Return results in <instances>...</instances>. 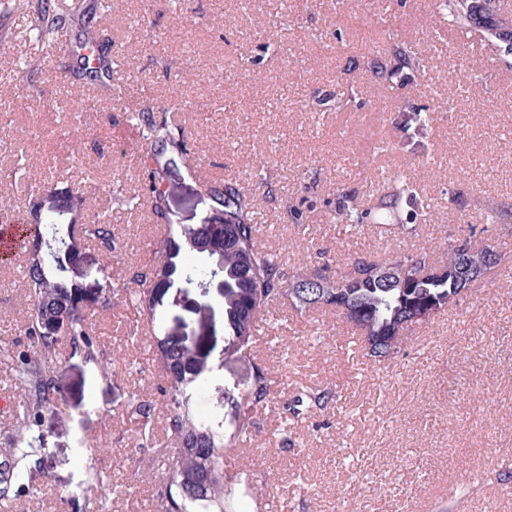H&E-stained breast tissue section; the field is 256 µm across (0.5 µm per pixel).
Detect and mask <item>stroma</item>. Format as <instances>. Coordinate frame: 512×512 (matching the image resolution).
Listing matches in <instances>:
<instances>
[{
    "mask_svg": "<svg viewBox=\"0 0 512 512\" xmlns=\"http://www.w3.org/2000/svg\"><path fill=\"white\" fill-rule=\"evenodd\" d=\"M276 0H112L99 22L123 65L132 95L157 106L189 102L174 120L190 154L168 182L173 233L220 223L206 181L237 179L256 200L258 242L286 258L297 275L328 262L343 272L354 253L393 258L469 237L501 253V264L460 302L406 333L401 353L369 358L353 327L335 311H298L289 299L268 305L260 337L240 353L212 337L208 311L161 309L162 333L185 332L202 363L196 405L232 434L240 398L256 367L274 372L279 395L259 412L252 444L238 450L253 467L252 487L237 491V512H512V225L488 221L486 205H512V57L494 47L472 54L448 28L440 0H297L276 13ZM31 19L0 7V171L12 167L11 144L30 130L24 179L0 178L21 222L34 211L82 195L83 220L102 209L108 179L134 184L140 137L124 105L84 88L44 59L19 72L33 52ZM416 45L424 70L394 85L375 81L368 64L381 28ZM274 39L278 51L262 52ZM192 73L193 84L182 74ZM420 85L422 96L409 93ZM343 90L352 100L324 111L317 92ZM453 102V111L442 105ZM439 105L418 120L420 103ZM396 135L377 149L384 130ZM269 180L265 196L255 171ZM391 192L410 181L433 204L415 234L374 235L365 226L337 238L327 202L337 187L365 192L367 171ZM49 181L48 190L38 184ZM300 209L294 220L291 209ZM112 271L90 240L70 262L88 292L86 316L95 357L60 340L54 376L61 395L46 414L40 445L45 467L23 468L11 512H160L174 448L149 332L136 331L131 299L102 308L99 291L149 267L160 227L146 213L112 221ZM31 298L18 263H0V341L27 351ZM332 389L326 409L292 416L285 406L307 388ZM13 409L0 413V448L24 427L23 393L6 364L0 392ZM151 401L154 445L141 448L135 408ZM463 479L449 497V477ZM80 490L77 502L68 490Z\"/></svg>",
    "mask_w": 512,
    "mask_h": 512,
    "instance_id": "obj_1",
    "label": "stroma"
}]
</instances>
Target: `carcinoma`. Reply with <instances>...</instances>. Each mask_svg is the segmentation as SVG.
<instances>
[{"label":"carcinoma","instance_id":"carcinoma-1","mask_svg":"<svg viewBox=\"0 0 512 512\" xmlns=\"http://www.w3.org/2000/svg\"><path fill=\"white\" fill-rule=\"evenodd\" d=\"M466 2L441 0L439 7L448 15V25L476 35L482 43L495 45L494 39L476 27L464 7ZM484 5L487 16L497 25L512 27V16L503 10L501 0H484ZM31 32L43 48L65 37L88 49L90 54L78 66L82 80L93 87L102 81L103 74L95 63L102 57H112V41L100 38L97 4L92 0H71L67 16L58 12L56 0H37ZM423 67L421 50L401 42L391 47L387 60L376 65L375 73L381 81L391 82L406 70L417 72ZM168 112L166 107L155 112L148 103L129 111L130 124L142 130L140 184L132 196L121 189L109 192L113 203L125 211L133 212L146 202L158 223L166 217L170 168L159 163L157 157L167 151L177 157L186 154L184 130L172 122ZM208 193L215 210L224 216V223L198 224L186 229L179 239L159 242L155 265L123 283L125 291L131 284L139 286L135 314L144 330L156 329L158 311L165 304L181 305L191 289L202 288L213 279L224 282L220 300L224 342L236 340L240 351L251 347L259 314L269 303L287 296L300 310L315 305L335 308L360 332L362 343L371 341L390 357L400 348L397 330L402 325L413 324V318L427 310L439 312L457 304L479 280L474 276L460 283L446 273L460 260L459 249L451 238L441 246L443 256L439 261L429 250L386 260L362 257L336 277L328 275L329 267L323 264L290 278L284 263L256 243L254 199L241 190L237 180L211 184ZM404 205L411 210L407 223L401 220ZM80 210L81 203L76 201L64 208L41 211L28 224L32 247L25 277L32 303L25 329L32 339V351L18 353L7 342L0 343V361L11 365L23 390L22 412L29 430L40 426L45 412L58 399L52 361L59 337H65L89 358L97 353V341L83 306L86 289L66 277L63 250L77 247L72 230L79 225L83 238L112 255L111 221L80 225ZM419 217L429 219L431 207L418 199L415 187L408 182L369 207L360 205L357 190L343 189L337 194L329 220L344 234L363 224L378 232L385 229L411 234ZM200 255L207 258L203 267L196 263ZM436 267L444 269V273H433ZM157 345L159 368L168 380L163 389L170 410L167 431L175 441L165 512H224V433L201 422L189 406V384L198 374L196 361L182 339L167 335L158 339ZM277 393L276 380L267 370L257 369L243 395L245 409L236 428L237 438L251 439L253 413L265 409ZM331 399L329 390L306 389L292 398L290 410L297 417L326 406ZM138 409L142 418L141 447L148 448L152 441V409L145 403ZM41 452L22 432L9 447L0 449L8 467L17 471L32 462L39 463Z\"/></svg>","mask_w":512,"mask_h":512}]
</instances>
